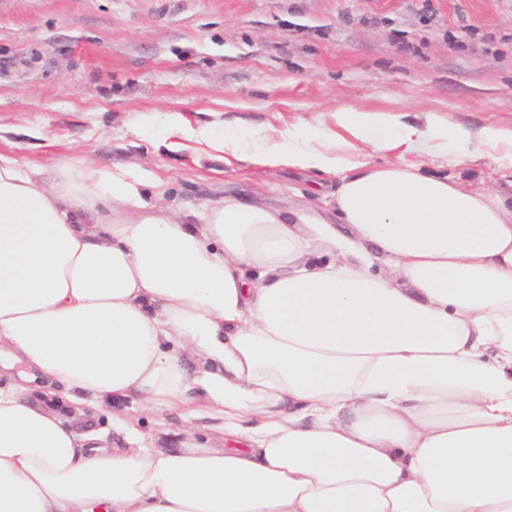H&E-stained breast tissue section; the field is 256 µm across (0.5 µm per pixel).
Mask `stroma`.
Returning <instances> with one entry per match:
<instances>
[{"instance_id": "stroma-1", "label": "stroma", "mask_w": 512, "mask_h": 512, "mask_svg": "<svg viewBox=\"0 0 512 512\" xmlns=\"http://www.w3.org/2000/svg\"><path fill=\"white\" fill-rule=\"evenodd\" d=\"M339 109L382 124L432 113L437 131L405 162L500 187L512 169L483 146L456 165L428 147L460 128L512 133V0H0V154L38 170L83 158L153 175L176 208L235 195L283 210L334 180L225 156L159 115L219 138L314 140ZM85 407L110 446L125 447L129 427L182 445L178 412L127 400L121 427L94 399Z\"/></svg>"}]
</instances>
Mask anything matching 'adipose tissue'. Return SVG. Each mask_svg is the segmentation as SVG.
I'll list each match as a JSON object with an SVG mask.
<instances>
[{"mask_svg":"<svg viewBox=\"0 0 512 512\" xmlns=\"http://www.w3.org/2000/svg\"><path fill=\"white\" fill-rule=\"evenodd\" d=\"M375 151L414 148L334 113ZM501 150L512 137L455 133ZM216 149L332 172L334 211L0 155V512H512V190L263 130ZM180 410L179 448L100 445L34 399ZM224 445L191 442L197 401Z\"/></svg>","mask_w":512,"mask_h":512,"instance_id":"ef3b65f1","label":"adipose tissue"}]
</instances>
